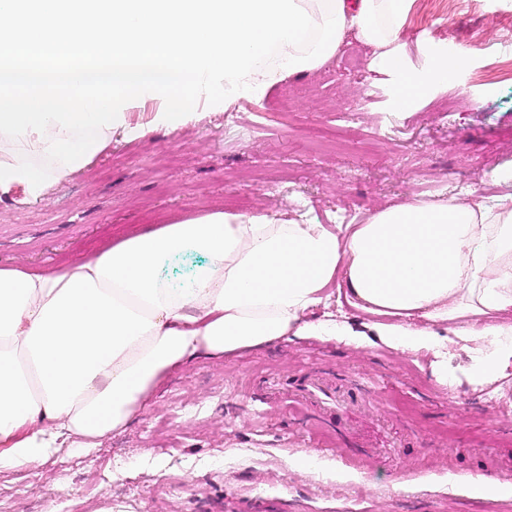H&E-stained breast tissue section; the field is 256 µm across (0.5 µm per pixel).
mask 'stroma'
<instances>
[{"mask_svg": "<svg viewBox=\"0 0 512 512\" xmlns=\"http://www.w3.org/2000/svg\"><path fill=\"white\" fill-rule=\"evenodd\" d=\"M468 49L442 84L398 111V79L376 70L356 33L319 67L285 78L245 109L200 103L194 119L115 133L36 201L0 193V267L41 270L151 227L216 211L357 224L417 198L486 207L512 196V0H409L399 52L424 75L436 51ZM347 336H286L172 370L127 425L56 465L0 472V512H221L240 494L283 496L288 512H512V496L474 495L477 456L512 448V366L468 374L485 343L450 337L392 348L343 298L307 314ZM361 377L380 392L347 432L311 406L268 398L288 377ZM397 455L350 464L352 448ZM317 470H293L302 455Z\"/></svg>", "mask_w": 512, "mask_h": 512, "instance_id": "stroma-1", "label": "stroma"}]
</instances>
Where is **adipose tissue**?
<instances>
[{"mask_svg": "<svg viewBox=\"0 0 512 512\" xmlns=\"http://www.w3.org/2000/svg\"><path fill=\"white\" fill-rule=\"evenodd\" d=\"M407 0H349L346 29L401 77L400 103L448 74L403 73L395 48ZM204 255L187 284L159 271ZM398 347L429 343L441 323L493 342L474 368L494 378L512 359V197L407 201L362 224L280 222L213 212L126 238L46 272L0 268V470L33 472L60 441L96 447L123 428L171 369L293 334L336 335L307 312L329 288Z\"/></svg>", "mask_w": 512, "mask_h": 512, "instance_id": "ef3b65f1", "label": "adipose tissue"}]
</instances>
